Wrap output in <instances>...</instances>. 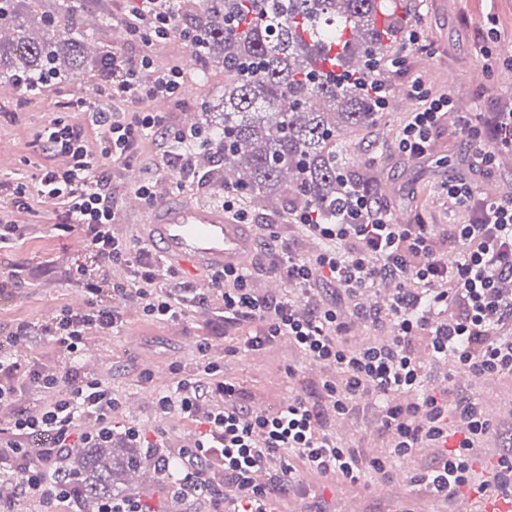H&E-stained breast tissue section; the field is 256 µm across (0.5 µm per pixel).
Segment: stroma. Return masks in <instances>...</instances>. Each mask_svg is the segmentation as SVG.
<instances>
[{
	"instance_id": "obj_1",
	"label": "stroma",
	"mask_w": 512,
	"mask_h": 512,
	"mask_svg": "<svg viewBox=\"0 0 512 512\" xmlns=\"http://www.w3.org/2000/svg\"><path fill=\"white\" fill-rule=\"evenodd\" d=\"M77 29L89 32L91 46L104 50L120 49L136 58L140 46L129 40H115L121 28V6L118 0H75ZM409 24L418 28L426 45L425 51L406 50L396 43L392 55H406L405 66L387 77L391 87L406 88L414 77H421L438 91L452 93L459 100L453 115L443 117L433 137L429 153L413 159L397 153L393 139L408 115L399 98L389 100L378 123L368 129L344 132L347 150L338 165L353 181L368 179L372 196L389 211H401L410 224H445L461 221V213H446L437 192L448 178L464 174L478 186L481 196H512V155L502 156L492 173L483 175L472 169V149L459 136V120L479 112L492 111L496 100L512 90V76H490L482 73L481 55L485 45L482 25L494 18L500 30L512 31V0H408ZM191 52L179 38H172L155 53L160 67L186 65L190 79L184 88L187 103L183 111L167 110L169 121L198 126L205 118L200 110L203 102H219L224 93V69L214 62L191 60ZM97 78L84 85L67 80L37 94L14 92L0 99V180L30 181L45 157L36 136L51 120L90 124L89 113L71 108L73 100H94ZM161 137L151 134L139 143L133 160V177L112 185L116 236L140 239L139 225L148 210L132 212L126 200L132 196L134 178L148 179L163 187L166 194L209 202L213 183L208 174L213 167V152L202 149L196 169L205 174L201 185L182 184L176 175L157 166ZM375 144L373 169L365 167V149ZM32 209L21 212L5 206L1 212L22 226V239L13 247L0 250V274L9 278L8 288L0 292V328L10 329L19 323L31 326L24 346V357L64 371L77 367L81 374L101 380L119 398L123 412L120 424L142 426L148 437L163 435L169 449L192 446L203 431L201 417L162 418L155 412L156 397L168 382L172 365L193 369L198 360L199 344H207L214 359L223 361L226 377L236 379L245 391L247 402L264 401L274 408L288 394L308 390L314 370L308 361L287 341L259 351L225 355V348L235 343L238 329L214 314L212 308H190L176 322L142 315L137 310L125 313V323L115 330L110 340L90 334L78 359L41 336L39 327L52 315L74 307L82 288L70 278L69 271L85 253L86 240L77 231L58 228L60 211L38 198H31ZM297 193L285 191L273 198L249 203L251 230L256 250L248 266L255 287L271 293L294 295L290 282H278L268 268L266 245L271 235L288 240L293 250L302 254L320 252L321 241L307 236L289 225L288 213L299 207ZM490 408L495 412L496 433L487 442L486 453L479 456L475 468L485 471L488 463L497 462L501 454L512 451V381L501 379L485 389ZM440 456L439 449L427 448L413 457L394 463V477L383 483L366 477L361 485H340L335 481L304 476L285 497L283 512H444L445 506L425 492L413 487L409 479L420 470L431 467ZM141 499L147 500L155 512H212L204 497L185 499L173 496L165 480L144 475L137 484Z\"/></svg>"
}]
</instances>
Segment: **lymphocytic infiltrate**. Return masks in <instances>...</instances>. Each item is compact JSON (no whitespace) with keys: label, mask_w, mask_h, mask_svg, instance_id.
<instances>
[{"label":"lymphocytic infiltrate","mask_w":512,"mask_h":512,"mask_svg":"<svg viewBox=\"0 0 512 512\" xmlns=\"http://www.w3.org/2000/svg\"><path fill=\"white\" fill-rule=\"evenodd\" d=\"M125 2L122 22L142 54L133 65L122 52L113 51L104 69L102 101L93 113L98 146L90 145L83 124L55 120L40 135L41 150L66 157V164L40 166L34 183L5 188L16 208L28 209L33 194L58 206L62 231L76 230L87 239L84 261L69 273L88 294L85 306L66 309L40 326L42 335L71 354L81 351L90 333L121 327L127 302H135L145 316L175 322L196 301L195 295H178L166 286L159 257L111 231L108 167L127 168L138 140L153 131L165 142L160 167L187 180L196 175L191 155L203 141L202 130L180 128L137 109L143 99L154 97L182 104L186 72L155 66L153 55L175 35L200 54L199 35L177 29L179 0ZM409 94L419 106L401 124L395 147L421 158L456 99L432 91L417 78L411 80ZM117 103L122 111H114ZM459 131L472 147L477 167L491 172L497 152L512 150V104L497 107L481 122L464 119ZM342 185L344 197L332 217L307 206L289 214L307 235L326 242V249L304 256L284 245L273 255L274 270L306 294L305 304L265 295L254 288L246 269L210 271L217 312L244 328L237 350H260L285 337L327 371L316 395L299 392L274 410L254 411L244 405L240 386L225 378L223 364L208 354H200L193 371L173 366L169 385L157 401L158 415H200L208 426L183 451L189 465L179 491L210 498L228 512H277L279 495L299 481L287 456L298 458L310 474L357 485L369 473L391 481L394 459L416 448H438L442 454L437 463L416 473L412 485L448 505L465 488L511 503L512 454L499 457L492 479H483L473 467L485 438L495 430L484 399L476 393L460 397L446 387L429 388L412 343L425 340L436 361H452L471 383L512 377V196L487 199L473 181L454 178L442 188V205L465 213L466 221L396 224L364 186L347 179ZM445 241L456 245V257L442 249ZM116 264L126 269L123 280L112 278ZM387 279L395 280L397 290L378 312L358 305L348 315L309 298L323 281L354 298ZM354 316L385 327L387 337L351 346L348 332ZM29 333V326L20 324L0 334V404L17 402L22 382L41 389L45 401L20 410L8 428L0 429V464L13 463L19 496L37 497L44 512H55L70 494L64 485L51 482L49 464L69 449L87 448L109 436L121 405L100 380L19 358L17 351ZM372 409L385 449L369 458L360 446L338 441L329 422L338 415L358 421ZM87 415L99 423L96 434L79 428ZM35 436L44 438L46 446L34 454L28 444ZM453 436L458 443L451 447L447 441ZM266 468L272 472L267 486L254 480Z\"/></svg>","instance_id":"f902f5d3"}]
</instances>
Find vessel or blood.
<instances>
[{
    "instance_id": "1",
    "label": "vessel or blood",
    "mask_w": 512,
    "mask_h": 512,
    "mask_svg": "<svg viewBox=\"0 0 512 512\" xmlns=\"http://www.w3.org/2000/svg\"><path fill=\"white\" fill-rule=\"evenodd\" d=\"M143 232L165 262L189 273L197 286L213 269L245 267L256 243L246 225L222 207L160 195Z\"/></svg>"
}]
</instances>
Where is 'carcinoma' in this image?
I'll list each match as a JSON object with an SVG mask.
<instances>
[{"label": "carcinoma", "mask_w": 512, "mask_h": 512, "mask_svg": "<svg viewBox=\"0 0 512 512\" xmlns=\"http://www.w3.org/2000/svg\"><path fill=\"white\" fill-rule=\"evenodd\" d=\"M41 0H0V77L20 91L53 75L75 77L102 69L112 52L88 57L89 34L76 31L73 5L57 17L38 15ZM403 5L385 0H194L180 11L195 13L203 52L224 66V103L219 119L203 128L205 146L233 186L256 200L288 188L282 174L320 214L336 211L342 185L336 153L340 135L379 120L363 86L383 78L370 62L388 52L394 33L409 22ZM384 15L383 25L376 17ZM42 36H30V27ZM143 458L113 441L76 448L58 464L56 477L89 509L134 500L126 481Z\"/></svg>", "instance_id": "1"}]
</instances>
